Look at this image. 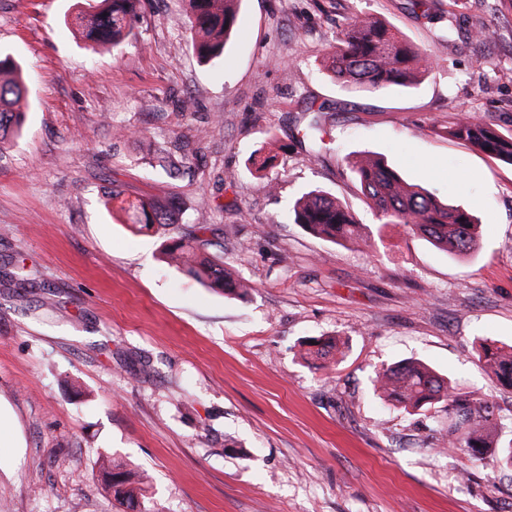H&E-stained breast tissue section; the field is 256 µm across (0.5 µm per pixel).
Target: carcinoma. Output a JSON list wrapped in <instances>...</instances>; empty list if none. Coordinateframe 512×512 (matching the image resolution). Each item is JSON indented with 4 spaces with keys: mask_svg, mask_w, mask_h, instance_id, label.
<instances>
[{
    "mask_svg": "<svg viewBox=\"0 0 512 512\" xmlns=\"http://www.w3.org/2000/svg\"><path fill=\"white\" fill-rule=\"evenodd\" d=\"M190 44L201 58L217 57L237 23L239 0H187ZM140 17V0H99L89 12L75 18L81 35L92 45L117 47L132 34ZM324 67L336 83L351 90L380 91L390 87H416L427 72L426 53L409 42L390 23L381 19L353 16L346 20L324 58ZM26 87L20 70L8 56H0V143L20 134L25 116ZM442 132L463 139L487 156L512 166V136L498 133L491 124L473 113L457 114ZM311 153L326 148L319 120L305 133ZM188 161V154L175 157L163 150L155 157L157 166L173 175ZM364 196L372 203L381 224H394L420 236L437 249L453 256H467L479 246V224L459 206L442 202L433 193L406 183L398 171L372 159L352 167ZM133 224L156 227L167 236L176 225L168 205L140 198L127 207ZM291 214L296 224L310 234L344 245L367 244L354 213L339 200L321 191L297 198ZM211 240L194 233L164 242L167 259L208 288L244 296L249 286L224 268V260L213 250ZM342 342L332 335L306 343L304 355L327 361L340 352ZM478 360L498 384L512 389V345L484 340L477 349ZM376 389L391 405L417 411L436 403L448 410V437L442 442L452 448H468L488 457L497 448L499 415L489 400L471 392H455L448 382L418 361L386 368L376 376ZM102 489L112 495L125 512H159L150 502L142 473L105 456L100 461Z\"/></svg>",
    "mask_w": 512,
    "mask_h": 512,
    "instance_id": "carcinoma-1",
    "label": "carcinoma"
}]
</instances>
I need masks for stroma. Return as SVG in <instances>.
Segmentation results:
<instances>
[{
    "label": "stroma",
    "instance_id": "stroma-1",
    "mask_svg": "<svg viewBox=\"0 0 512 512\" xmlns=\"http://www.w3.org/2000/svg\"><path fill=\"white\" fill-rule=\"evenodd\" d=\"M86 0H0V50L21 64L28 123L0 148V500L11 512H115L100 454L150 477L160 512H512V468L441 447L443 405L406 412L378 371L417 358L500 408L512 391L475 347L512 344V166L441 130L473 112L512 133V9L497 0H241L220 58L191 49L184 0H142L120 50L87 49ZM424 49L413 89L345 91L322 58L346 17ZM488 29L490 39L474 37ZM192 98L184 112L180 103ZM321 112L330 151L299 140ZM199 152L171 177L156 151ZM272 163L260 177L255 150ZM384 158L461 205L480 246L451 256L382 225L350 162ZM158 198L204 227L247 298L161 257L112 203ZM321 190L369 232L358 250L288 217ZM345 342L326 369L301 341Z\"/></svg>",
    "mask_w": 512,
    "mask_h": 512
}]
</instances>
